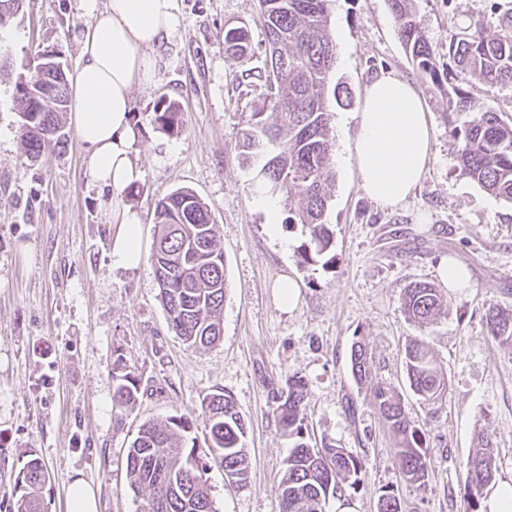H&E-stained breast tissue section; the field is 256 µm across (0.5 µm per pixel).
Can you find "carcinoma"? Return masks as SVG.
Returning a JSON list of instances; mask_svg holds the SVG:
<instances>
[{
	"label": "carcinoma",
	"instance_id": "carcinoma-1",
	"mask_svg": "<svg viewBox=\"0 0 512 512\" xmlns=\"http://www.w3.org/2000/svg\"><path fill=\"white\" fill-rule=\"evenodd\" d=\"M327 0H259L265 35V63L260 72L266 93L238 135L243 162L257 169L258 186L264 193L288 201L300 190L295 206L285 207L283 224H300L308 233L301 253L303 262L327 254L334 233L326 213L334 186L331 171L334 142L330 130V100L349 107L354 96L348 86L331 84L336 43L328 31ZM413 0H387L397 24V35L406 55L427 91L447 98L443 113L457 144L461 175L495 197L512 204V123L504 121L492 106L472 111L464 86L477 81L489 86L512 87V12L504 13L499 29L490 33L478 22L455 24L448 41L444 68L439 53L429 43L422 18ZM252 50L246 25L224 27V51L244 56ZM68 80L58 93L42 98L27 112L23 130L26 153L35 158L50 147L37 130L58 132L60 113L66 111ZM274 120L267 121V113ZM154 122L169 133L182 128L179 106L162 97ZM155 246L151 261L168 323L191 348L220 341L226 297L224 251L212 222L209 206L193 191L180 188L161 198L155 211ZM404 308L409 320L424 326L448 309L447 289L428 282H412L405 288ZM488 333L512 342V310L487 308ZM370 353L366 343L351 346L350 368L355 382L370 388L381 416L396 438L399 466L407 482L423 487L429 458L422 431L405 410L395 389L372 383ZM409 388L428 404L443 392L447 379L429 348L411 341L404 357ZM113 405L119 410L134 406L140 392L135 374L115 361ZM306 384L290 379L276 396L282 433L295 439L283 461L277 488L281 512H326L329 498L340 500L364 482L358 456L334 444L320 447L304 436L302 409ZM208 425L206 448L187 441L190 424L183 418L164 423L146 422L125 451L130 488L146 492L143 512H215L209 492L206 459L218 455L228 481L249 478V459L244 448L246 422L232 397L223 391L209 394L202 404ZM480 449L468 462L472 510L480 507L483 488L492 482L495 457L490 437L478 436ZM22 470L23 487L13 488L16 512H44L42 496L49 478L44 461L32 454Z\"/></svg>",
	"mask_w": 512,
	"mask_h": 512
}]
</instances>
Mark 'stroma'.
Masks as SVG:
<instances>
[{
    "label": "stroma",
    "mask_w": 512,
    "mask_h": 512,
    "mask_svg": "<svg viewBox=\"0 0 512 512\" xmlns=\"http://www.w3.org/2000/svg\"><path fill=\"white\" fill-rule=\"evenodd\" d=\"M512 0H415L433 48L446 53L454 21L497 29ZM336 43L333 77L354 93L334 108L335 189L327 219L334 246L302 262V225L271 235L252 174L235 149L237 133L265 92L258 73L264 33L258 0H179L180 24L154 48L153 82L132 91L135 160L143 172L134 193L113 195L95 184L87 152L69 116L59 144L31 158L13 109L17 73L35 78L29 59L60 54L66 72L80 59L86 24L77 0H26L0 31L11 56L0 70V512H15L11 489L29 454L44 459L48 512H68L75 479L93 486L98 512H140L143 495L126 479L124 452L139 426L185 417L197 444L207 437L201 404L230 393L247 425L248 483L232 485L208 464L215 512H279L276 489L293 441L274 413L288 379L306 384L303 411L312 438L359 456L363 484L350 500L377 512L381 491H394L401 512H466L468 460L478 432L494 445L496 478L512 476V346L492 338L487 307L512 309V205L461 175L444 123L445 99L422 92L433 126V158L418 189L384 209L358 184L347 145L365 85L383 71L420 85L397 35L387 0H328ZM245 23L253 50L224 51L226 24ZM175 101L183 129L171 135L154 123L160 97ZM193 190L211 211L224 248L228 290L223 339L188 348L170 328L151 266L156 203L171 191ZM141 219L144 258L126 270L112 264V206ZM451 260L468 284L448 291V312L425 327L406 317L404 288L440 283ZM298 287L283 308L278 283ZM423 340L444 369L441 400L424 405L410 390L403 352ZM364 341L374 382L401 392L431 457L425 487L407 483L396 441L369 390L350 371V348ZM122 361L140 381L129 410L115 409L112 367Z\"/></svg>",
    "instance_id": "obj_1"
}]
</instances>
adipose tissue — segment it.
<instances>
[{
	"instance_id": "1",
	"label": "adipose tissue",
	"mask_w": 512,
	"mask_h": 512,
	"mask_svg": "<svg viewBox=\"0 0 512 512\" xmlns=\"http://www.w3.org/2000/svg\"><path fill=\"white\" fill-rule=\"evenodd\" d=\"M87 24L80 63L70 78V120L88 151L94 182L120 195L137 184L142 171L133 159L137 140L131 122V89L150 84L155 64L148 56L179 26L177 0H78ZM349 146L364 193L383 208L403 204L432 160V129L417 89L384 72L365 88ZM119 229L112 263L137 268L143 259L140 217L113 208Z\"/></svg>"
}]
</instances>
